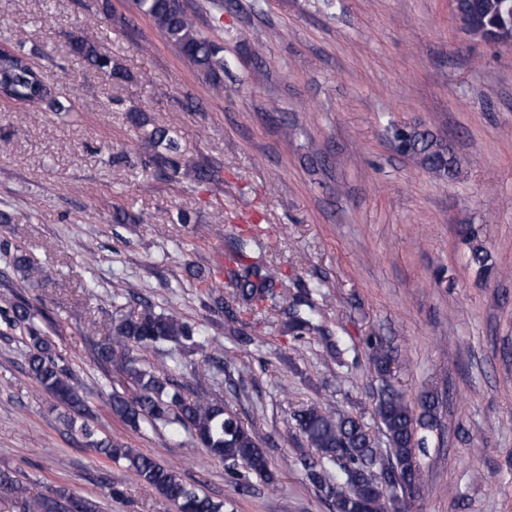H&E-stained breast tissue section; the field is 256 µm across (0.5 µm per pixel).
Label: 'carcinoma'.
<instances>
[{"label":"carcinoma","instance_id":"obj_1","mask_svg":"<svg viewBox=\"0 0 512 512\" xmlns=\"http://www.w3.org/2000/svg\"><path fill=\"white\" fill-rule=\"evenodd\" d=\"M137 10L149 17L162 36L179 56L207 81L213 95H229L233 89L224 84L223 47L208 39L197 27L196 17L181 0H134ZM455 16L461 30L468 36L483 40L495 39L501 30H512V0H456ZM68 53L93 65L111 79L124 73L112 56L99 51L96 37L84 32L68 43ZM0 92L5 96L31 103L44 102L53 112H68L70 107L53 98L29 66V54L23 50L0 51ZM391 135L400 143L402 155L438 178H451L459 169V161L446 140L419 126L391 128ZM150 142L164 163L169 178L180 174L181 160L178 139L169 128H155ZM250 239L237 240L224 279L234 288V297L247 305L269 304L276 307L283 297L281 288L286 278L282 270L262 259L249 255ZM488 252L479 244L470 247V263L479 274L493 271ZM285 327L298 339L320 334L315 323V308L309 302L293 301L284 310ZM33 314L27 304L12 306L6 322L13 327L24 326L29 337V374L58 405L64 416L80 422V431L89 447L106 459L124 463L138 480L154 488L181 512H223L224 503L216 501L183 480L174 467L163 464L133 448L101 436L90 424L91 406L72 383L69 370L58 364L51 354L45 336L34 327ZM198 330L174 311L158 312L150 304L119 316L107 328L106 337L97 351L98 361L112 363L115 349L112 342L123 346L122 358L126 376L137 388L128 399L114 391L112 413L128 426L138 430L147 424L154 429L178 426L185 430L194 444L224 463L230 471H244L267 481H274L268 460L256 434L224 404L202 396L190 397L169 378L142 367V357L133 352H146L160 343L198 346ZM364 345L376 373L386 377L392 373L394 356L391 347L377 336H368ZM440 403L427 393L414 411L405 395L389 385L381 391L375 413L384 428L388 450L381 453L376 442L359 418L350 414H331L315 404L294 414L296 429L315 450L316 460L304 463L308 480L331 502L333 512H403L408 499L423 486L419 452L424 438L421 430L438 425ZM336 473V482L327 481L329 472ZM22 496L23 512H59L58 499L73 498L65 492L58 498L27 497L13 480H0Z\"/></svg>","mask_w":512,"mask_h":512}]
</instances>
